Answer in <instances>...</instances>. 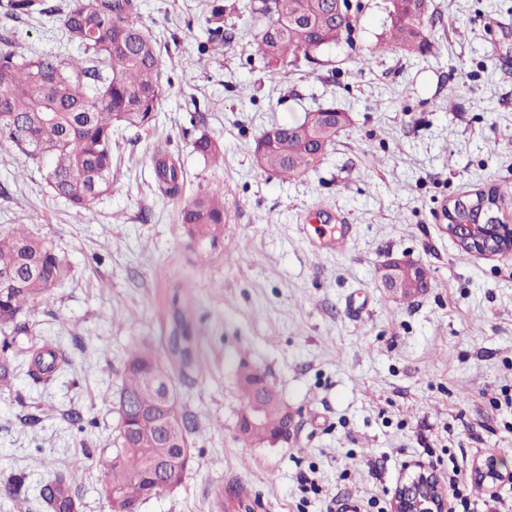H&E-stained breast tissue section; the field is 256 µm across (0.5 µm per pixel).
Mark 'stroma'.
Returning a JSON list of instances; mask_svg holds the SVG:
<instances>
[{
  "mask_svg": "<svg viewBox=\"0 0 512 512\" xmlns=\"http://www.w3.org/2000/svg\"><path fill=\"white\" fill-rule=\"evenodd\" d=\"M223 53L207 41L209 0H138L161 35L155 125L116 129L112 189L79 214L45 167L0 141V225L49 239L71 269L27 316L20 348L60 344L68 365L33 380L17 356L0 390V512L23 475L29 499L62 469L81 512H103L96 464L111 447L126 353L145 343L169 366L200 424L182 484L137 512H378L417 463L447 479L457 464L475 512H512V253L462 251L443 228L454 196L512 186V0H434L427 56L378 52L389 0H361L353 45L297 58L269 75L242 0H223ZM21 57L64 48L54 19H0ZM349 116L319 166L282 180L256 139L319 105ZM214 139L219 163L193 149ZM182 168L180 195L159 187V156ZM224 200V231L191 237L181 208ZM348 224L343 249L302 225ZM392 260L431 283L409 298L385 288ZM186 330L191 367L169 339ZM265 374L296 415L286 443L239 440L240 363ZM500 462L494 489L474 466ZM312 480L315 490L302 486Z\"/></svg>",
  "mask_w": 512,
  "mask_h": 512,
  "instance_id": "35a3bbf8",
  "label": "stroma"
}]
</instances>
